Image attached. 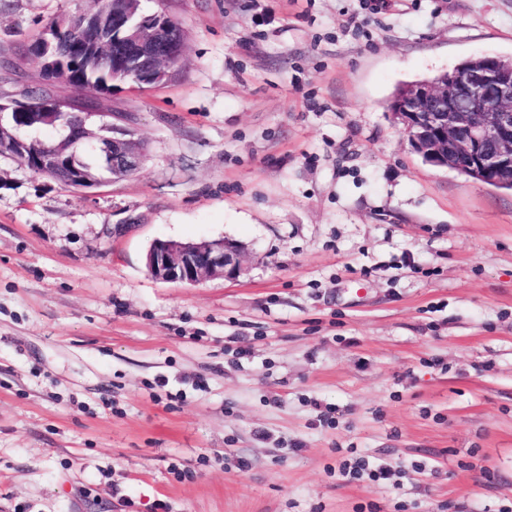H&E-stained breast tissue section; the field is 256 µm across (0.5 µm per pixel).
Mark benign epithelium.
Masks as SVG:
<instances>
[{"instance_id":"7a95c632","label":"benign epithelium","mask_w":512,"mask_h":512,"mask_svg":"<svg viewBox=\"0 0 512 512\" xmlns=\"http://www.w3.org/2000/svg\"><path fill=\"white\" fill-rule=\"evenodd\" d=\"M139 5L140 0H116L110 9L57 18L33 51L44 75L63 79L65 64L77 49L89 68L112 70V80L120 84L141 88L172 75L184 57V32L165 13L139 15ZM390 113L425 163L512 188V63L485 56L475 66L459 65L441 78L410 84L394 98ZM18 114L29 128L54 126L65 134L50 144L23 138L12 121ZM93 116L54 98H1L0 148L24 155L42 177L56 181L68 174L79 191L101 185L86 176L76 154L87 139L95 140V160L112 178L137 170L145 156L143 145L112 135L115 127L109 122L95 131L87 128ZM244 256L242 246L228 239L157 240L146 255V267L157 280L194 284L208 277H238Z\"/></svg>"}]
</instances>
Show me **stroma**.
<instances>
[{
  "instance_id": "obj_1",
  "label": "stroma",
  "mask_w": 512,
  "mask_h": 512,
  "mask_svg": "<svg viewBox=\"0 0 512 512\" xmlns=\"http://www.w3.org/2000/svg\"><path fill=\"white\" fill-rule=\"evenodd\" d=\"M93 0H0V95ZM179 71L99 95L139 170L0 155V512H512V192L425 164L403 84L512 58V0H141ZM243 246L164 282L156 240ZM365 459L388 480L344 476Z\"/></svg>"
}]
</instances>
